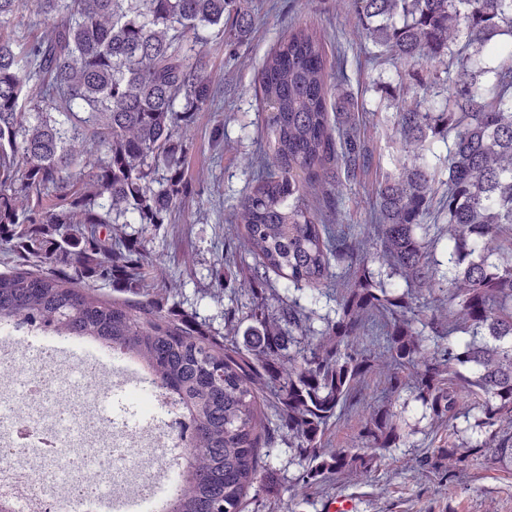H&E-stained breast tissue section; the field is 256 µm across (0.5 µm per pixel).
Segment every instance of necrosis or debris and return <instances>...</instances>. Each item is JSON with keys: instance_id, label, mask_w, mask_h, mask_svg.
<instances>
[{"instance_id": "1", "label": "necrosis or debris", "mask_w": 512, "mask_h": 512, "mask_svg": "<svg viewBox=\"0 0 512 512\" xmlns=\"http://www.w3.org/2000/svg\"><path fill=\"white\" fill-rule=\"evenodd\" d=\"M112 357L94 347L76 361L62 337L0 327V496L14 512H83L89 494L128 512L174 481L191 426Z\"/></svg>"}]
</instances>
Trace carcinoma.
<instances>
[{
    "label": "carcinoma",
    "mask_w": 512,
    "mask_h": 512,
    "mask_svg": "<svg viewBox=\"0 0 512 512\" xmlns=\"http://www.w3.org/2000/svg\"><path fill=\"white\" fill-rule=\"evenodd\" d=\"M242 2L32 0L36 14L58 15L36 34L26 0H0V243L16 259L0 273V325L100 343L172 399L194 433L174 512H245L255 487L295 512L262 466L281 444L304 492L377 470L403 441L387 406H366L352 447L326 440L373 373L384 400L407 389L432 423L448 424V447L421 460L442 477L471 465L454 441L460 418L480 429L473 452L512 459V0H353L373 58L441 65L421 83L423 100L395 105L400 157L370 189L372 236L338 223L332 196L333 183L374 163L356 123L332 122L343 70L306 27L267 55L257 81L273 151L255 153V186L235 217L240 257L258 259L245 279L272 272L320 295L345 282L333 318L254 296L224 309L223 334L165 307L178 284L126 225L163 224L191 195L185 129L216 97L192 43L228 26L244 39ZM457 65L468 81L455 79ZM433 208L448 223L444 271L417 234ZM233 258L213 262L217 299ZM375 263L406 292L375 280ZM95 281L120 296L79 287Z\"/></svg>",
    "instance_id": "cac0c4a2"
}]
</instances>
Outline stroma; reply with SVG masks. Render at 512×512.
<instances>
[{
    "label": "stroma",
    "instance_id": "1",
    "mask_svg": "<svg viewBox=\"0 0 512 512\" xmlns=\"http://www.w3.org/2000/svg\"><path fill=\"white\" fill-rule=\"evenodd\" d=\"M249 9L253 28L243 43L225 35H205L206 72L222 101L196 113L189 126L187 166L193 193L183 212L156 225L150 234L151 249L163 257L169 275L181 284L182 307L196 310L219 330L224 327L225 308L251 299L246 290L229 288L223 303H216L210 265L236 236L234 214L254 186L249 159L258 145L270 139L257 84L265 56L292 27L303 26L324 38L329 58L343 59V89L358 106L355 119L375 158L356 180L336 186L342 201L340 219L358 232L369 222L371 183L393 170L399 154L393 106L418 100L419 80L427 71L423 64L371 62L351 0H251ZM218 127L224 136L217 141L213 131ZM391 408L405 428L404 443L385 450L382 466L371 477L341 475L308 494L296 495L297 512H329L339 501L352 512H512V463L489 455L460 480H439L419 461L452 440L447 426L431 424L421 403L406 391L393 398Z\"/></svg>",
    "mask_w": 512,
    "mask_h": 512
}]
</instances>
